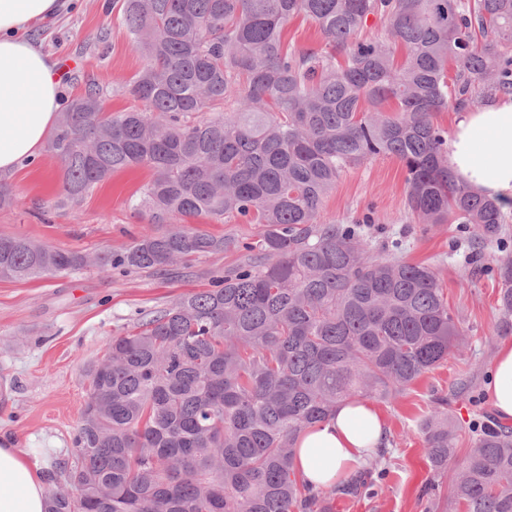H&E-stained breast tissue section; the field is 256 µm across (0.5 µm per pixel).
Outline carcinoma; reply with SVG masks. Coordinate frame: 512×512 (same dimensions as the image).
<instances>
[{
    "label": "carcinoma",
    "instance_id": "cac0c4a2",
    "mask_svg": "<svg viewBox=\"0 0 512 512\" xmlns=\"http://www.w3.org/2000/svg\"><path fill=\"white\" fill-rule=\"evenodd\" d=\"M294 16L324 53L288 48ZM385 37H358L369 17ZM119 24L144 65L140 103L106 112L93 82L47 144L61 169L55 206L113 173L152 177L130 207L167 229L98 253L105 270L166 272L234 245L181 223L263 226L211 288L145 312L85 370L73 460L54 463L46 512H331L353 484L315 489L293 468L307 427L339 402L396 399L466 336L434 269L371 254L362 223L323 216L351 165L394 157L422 224H473L497 238L499 202L448 171L434 114L479 88L512 93V0H124ZM395 102L391 111L384 105ZM89 256L0 236V277L76 272ZM512 333V259L498 266ZM434 512H512V427H486L443 488L455 456L448 399L421 423Z\"/></svg>",
    "mask_w": 512,
    "mask_h": 512
}]
</instances>
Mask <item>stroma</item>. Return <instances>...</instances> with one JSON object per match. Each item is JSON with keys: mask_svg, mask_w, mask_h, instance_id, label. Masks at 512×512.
<instances>
[{"mask_svg": "<svg viewBox=\"0 0 512 512\" xmlns=\"http://www.w3.org/2000/svg\"><path fill=\"white\" fill-rule=\"evenodd\" d=\"M123 0H66L59 17L35 26L30 37L55 61L74 60L62 80L61 97L84 94L90 81L108 89L107 111L134 105L123 88L144 59L119 26ZM151 177L139 167L114 173L78 204L55 206L61 171L48 152L19 166L10 181L16 201L0 208V235H20L57 248L95 256L128 245L152 232L134 214L130 197ZM323 211L341 224L365 220L370 250L432 266L451 313L467 336L439 367L416 381L396 400H374L388 427V446L378 455L372 482L357 495L337 498L333 512H428L424 489L433 471L419 429L435 398L448 400V421L457 431L456 472L472 448V428L494 425L486 385L495 344L488 336L501 312L496 263L512 259V213L500 241L481 242L476 226L421 224L406 203L405 171L392 158L346 169L327 195ZM203 233L240 242L257 241L261 225L224 218H194ZM235 247L175 267L170 274L134 271L107 273L91 262L82 270L52 278H0V438L35 452L44 467L72 456L73 438L86 400V367L101 358L109 340L130 331L140 311L165 307L179 297L210 288L211 274L240 263ZM481 262H471L474 250Z\"/></svg>", "mask_w": 512, "mask_h": 512, "instance_id": "stroma-1", "label": "stroma"}]
</instances>
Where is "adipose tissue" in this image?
I'll return each instance as SVG.
<instances>
[{"instance_id": "obj_1", "label": "adipose tissue", "mask_w": 512, "mask_h": 512, "mask_svg": "<svg viewBox=\"0 0 512 512\" xmlns=\"http://www.w3.org/2000/svg\"><path fill=\"white\" fill-rule=\"evenodd\" d=\"M62 7V0H0V177L37 156L56 125V64L25 33L33 23L58 16ZM447 161L456 180L512 206V94L457 112ZM487 393L500 417L512 420V339L498 345ZM386 435L373 405L347 400L302 433L295 448L296 471L314 488L335 486L384 447ZM47 483L36 456L0 441V512H44Z\"/></svg>"}]
</instances>
